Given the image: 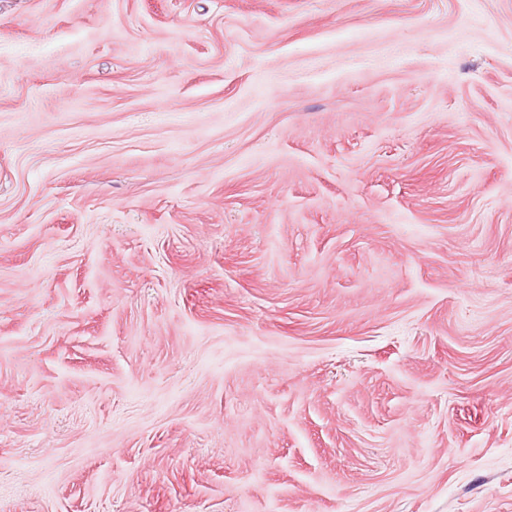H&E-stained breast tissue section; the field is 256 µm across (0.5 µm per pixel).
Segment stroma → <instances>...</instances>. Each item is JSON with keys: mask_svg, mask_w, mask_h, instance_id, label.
I'll return each mask as SVG.
<instances>
[{"mask_svg": "<svg viewBox=\"0 0 512 512\" xmlns=\"http://www.w3.org/2000/svg\"><path fill=\"white\" fill-rule=\"evenodd\" d=\"M0 512H512V0H0Z\"/></svg>", "mask_w": 512, "mask_h": 512, "instance_id": "35a3bbf8", "label": "stroma"}]
</instances>
